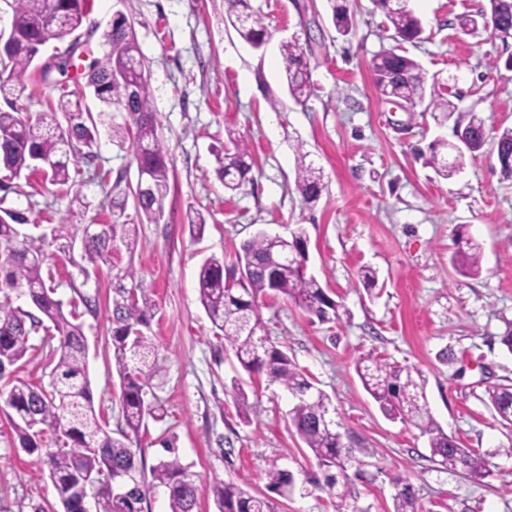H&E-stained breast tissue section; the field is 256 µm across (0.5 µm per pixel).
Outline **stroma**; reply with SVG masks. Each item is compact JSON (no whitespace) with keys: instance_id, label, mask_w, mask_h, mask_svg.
<instances>
[{"instance_id":"obj_1","label":"stroma","mask_w":512,"mask_h":512,"mask_svg":"<svg viewBox=\"0 0 512 512\" xmlns=\"http://www.w3.org/2000/svg\"><path fill=\"white\" fill-rule=\"evenodd\" d=\"M268 31L253 49L231 25L225 0H90L79 31L94 58L105 48L101 32L115 13L127 14L140 47L157 114V133L170 153V192L162 219L140 223L134 206L123 222L136 225L134 252L114 245L107 262L93 266L74 242L70 259L53 270L55 299L74 290L97 301L82 318L94 405L112 433L124 427L119 378L112 360V276L134 267L146 277L157 314L152 339L165 372L153 382L161 420H148L139 436L145 465H154L171 440L201 485L198 512H216L212 488L232 481L249 493L267 492L266 474L285 468L294 492L281 512H332L325 494L307 481L315 462L288 421L292 400L279 384L250 379L198 299L197 271L209 256L232 261L257 233L290 238L304 228L308 271L345 313L332 324L311 323L288 300L269 298L260 308L267 336L331 398L346 429L369 448L361 465L360 504L392 512L397 481H410L423 512H512V443L487 403V391L512 382V353L501 337L512 330V179L500 173L493 145L466 157L452 178L428 165L437 140H453L452 123L432 112H409L382 96L371 61L399 47L427 77L449 84L457 110L475 113L494 129L512 127V40L481 30L465 33L459 19L487 9L488 0H409L423 32L394 43L372 0H346L353 27L339 35L328 0H250ZM297 37L310 64L312 95L295 102L284 83L280 45ZM57 92L32 79L24 92L0 84V109L43 112ZM244 140L253 157L249 182L232 193L217 180L212 149L228 133ZM321 167L326 189L304 204L295 185L296 147ZM63 187L41 171L13 177L0 170V209L23 213L51 228L62 219L106 223L112 214L103 183L135 185L131 149L107 128L88 158L71 159ZM206 217L191 235L186 210ZM466 225L481 247V271L458 274L450 258L454 233ZM372 268L377 283L361 273ZM422 370L430 411L463 447L483 455V481L446 471L429 459L417 428L387 419L356 373L360 356ZM250 409L239 415L234 386ZM55 489L36 456L21 451L0 410V512H35L57 505Z\"/></svg>"}]
</instances>
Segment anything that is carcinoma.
<instances>
[{
	"label": "carcinoma",
	"instance_id": "1",
	"mask_svg": "<svg viewBox=\"0 0 512 512\" xmlns=\"http://www.w3.org/2000/svg\"><path fill=\"white\" fill-rule=\"evenodd\" d=\"M88 0H12V41L0 47V68L6 69L17 91L26 88L29 71L35 67L34 51L47 36L64 40L77 31L87 14ZM235 12L238 34L256 49L264 44L262 19L250 11L248 0H226ZM401 41H414L422 32L419 18L408 0H374ZM490 10L459 19L463 30H476L488 20L491 30L512 31V0H489ZM332 24L341 35L352 27L347 8L332 6ZM107 51L91 64L86 85L101 103L98 117L82 112L80 102L61 93L55 104L35 115L0 110V168L18 177L24 171L43 172L54 185L71 180L70 157L89 148L99 134L104 116L118 112L122 121L112 122V139L119 145L131 142L133 159L143 189L112 185V211L124 212L133 198L139 218L150 224L164 215L169 192L168 149L157 135V120L150 106V90L140 61V51L131 23L122 13L102 32ZM285 77L291 97L302 102L312 92L309 64L297 37L281 45ZM70 62L60 61L56 75L41 74L45 83L69 81ZM372 71L381 94L401 101L415 110L426 104L440 121H453L454 135L462 144L453 162L445 150L448 142L430 148L429 163L448 179L463 166L465 154L480 153L488 133L482 119L471 116L467 123L455 115L456 104L441 90L437 80L427 84L419 62L392 47L372 60ZM234 149L217 153L216 175L227 190H236L247 180L252 156L242 140L231 139ZM501 175L512 179V128L503 130L494 141ZM296 188L306 204L318 202L325 190L323 174L309 153L297 147ZM26 217L14 211L0 215V397L10 412V425L19 447L37 455L47 470L63 512H87L84 500L93 496L96 512H144L147 488L163 487L168 493L169 512H195L199 498L196 475L183 464L169 441H162L167 456L150 470L138 461L133 438L139 436L147 419L159 416L160 406L148 398L154 378L164 370L155 343L146 334L155 317L156 304L144 279L133 267L117 271L112 281V357L120 379L119 401L125 430L116 438L107 429L105 418L96 412L88 377L84 314L96 312V300L75 291L64 311L63 302L52 297V269L46 266L50 248L66 253L67 243L85 225L56 224L50 233H24ZM133 225L95 224V235L84 245L82 258L91 264L106 258L116 242L132 249ZM456 236L461 246L453 256L455 269L476 276L481 270L480 247L460 225ZM308 263L307 237L298 227L286 242L259 233L245 241L228 266L224 259L206 258L198 273L199 299L217 336L224 339L249 375H264L284 386L293 403L288 411L290 425L315 460L318 475L313 488L325 493L333 512H364L358 506V472L352 471L359 456L370 450L359 446L345 429H336V408L330 397L315 388L288 351L274 345L264 334L259 302L268 297L283 298L300 308L310 321L334 323L340 320V305L328 296L316 277L304 267ZM250 270L241 286H227L224 278L241 268ZM27 298L32 309L16 305L17 296ZM45 330L42 347L49 349L54 366L48 383L26 382L15 373L18 363L33 348L30 337ZM356 372L365 390L382 414L416 427L427 437L430 461L449 471L462 470L473 481L490 474L488 462L480 454L461 446L435 421L427 403L425 380L417 369L390 363L370 354L356 363ZM491 408L500 422L512 426V385L501 384L488 391ZM267 487L281 497L295 488L288 470L267 473ZM217 512H277V502L252 495L233 483L213 489ZM393 512H419L413 486L403 483L393 495Z\"/></svg>",
	"mask_w": 512,
	"mask_h": 512
}]
</instances>
